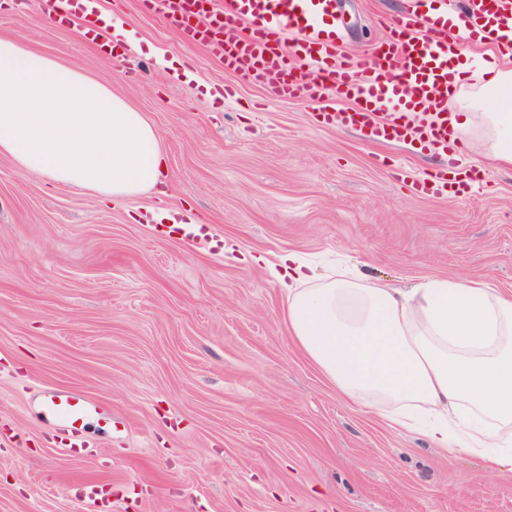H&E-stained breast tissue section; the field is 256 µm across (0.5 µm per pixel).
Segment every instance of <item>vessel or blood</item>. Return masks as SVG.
Listing matches in <instances>:
<instances>
[{"instance_id": "obj_1", "label": "vessel or blood", "mask_w": 512, "mask_h": 512, "mask_svg": "<svg viewBox=\"0 0 512 512\" xmlns=\"http://www.w3.org/2000/svg\"><path fill=\"white\" fill-rule=\"evenodd\" d=\"M463 2L450 14L434 0H414L393 20L386 52L360 60L340 52L327 30L336 0H208L207 12L197 16L190 0H143L226 69L265 85L272 98L317 102L334 89L360 108L322 111L324 122L358 129L370 141L410 138L451 158L462 147L448 129L449 56L473 45L498 58L512 55V0ZM412 186L419 196L459 197L470 183L440 171ZM96 410L91 399L69 393L51 396L41 414L64 436L67 453L79 458Z\"/></svg>"}]
</instances>
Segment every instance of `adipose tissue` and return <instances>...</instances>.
I'll list each match as a JSON object with an SVG mask.
<instances>
[{
  "instance_id": "1",
  "label": "adipose tissue",
  "mask_w": 512,
  "mask_h": 512,
  "mask_svg": "<svg viewBox=\"0 0 512 512\" xmlns=\"http://www.w3.org/2000/svg\"><path fill=\"white\" fill-rule=\"evenodd\" d=\"M469 53L448 63L458 139L512 166V69ZM0 153L27 174L121 203L163 182L158 134L118 92L12 38H0ZM284 298L290 335L347 400L430 447L512 465V294L429 278L402 292L344 268L315 275L299 255L258 257Z\"/></svg>"
}]
</instances>
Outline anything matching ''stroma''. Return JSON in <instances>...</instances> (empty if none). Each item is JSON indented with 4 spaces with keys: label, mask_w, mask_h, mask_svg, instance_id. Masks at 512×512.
<instances>
[{
    "label": "stroma",
    "mask_w": 512,
    "mask_h": 512,
    "mask_svg": "<svg viewBox=\"0 0 512 512\" xmlns=\"http://www.w3.org/2000/svg\"><path fill=\"white\" fill-rule=\"evenodd\" d=\"M141 53L113 62L46 19L0 7L17 39L111 85L157 130L165 192L120 204L48 186L0 155V512H87L96 480L112 512H512V469L485 473L340 397L288 335L279 288L249 257L293 251L394 288L466 277L512 292V166L477 142L476 186L420 198L445 165L417 143L363 140L277 101L122 0ZM411 0H339L343 52L369 57ZM162 48L164 61L150 54ZM185 62L191 78L171 76ZM169 210L205 215L211 240L163 232ZM79 393L91 456L65 454L45 400Z\"/></svg>",
    "instance_id": "35a3bbf8"
}]
</instances>
